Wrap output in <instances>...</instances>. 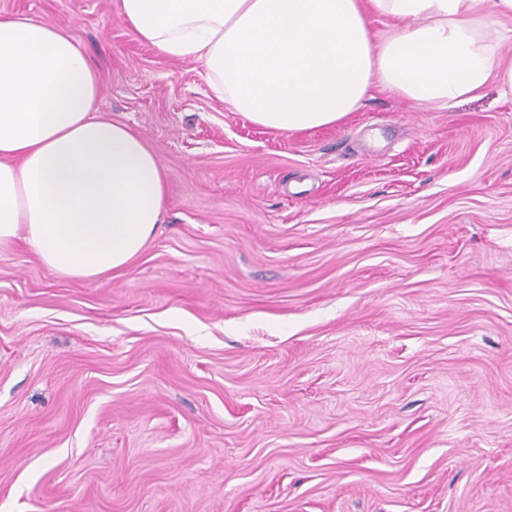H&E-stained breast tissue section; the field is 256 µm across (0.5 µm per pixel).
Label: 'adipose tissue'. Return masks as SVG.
I'll use <instances>...</instances> for the list:
<instances>
[{
    "label": "adipose tissue",
    "instance_id": "1",
    "mask_svg": "<svg viewBox=\"0 0 512 512\" xmlns=\"http://www.w3.org/2000/svg\"><path fill=\"white\" fill-rule=\"evenodd\" d=\"M391 19L374 40L373 16ZM120 16L212 90L290 134L340 123L372 85L448 107L490 81L512 90L487 33L512 0H121ZM101 83L62 28L0 13V248L24 240L57 274L121 273L167 210L147 142L99 110Z\"/></svg>",
    "mask_w": 512,
    "mask_h": 512
}]
</instances>
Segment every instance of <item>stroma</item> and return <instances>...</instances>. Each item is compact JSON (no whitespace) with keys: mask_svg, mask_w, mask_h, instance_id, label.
Returning <instances> with one entry per match:
<instances>
[{"mask_svg":"<svg viewBox=\"0 0 512 512\" xmlns=\"http://www.w3.org/2000/svg\"><path fill=\"white\" fill-rule=\"evenodd\" d=\"M65 29L165 222L118 276L0 249V512H512V93L252 124L120 18Z\"/></svg>","mask_w":512,"mask_h":512,"instance_id":"obj_1","label":"stroma"}]
</instances>
